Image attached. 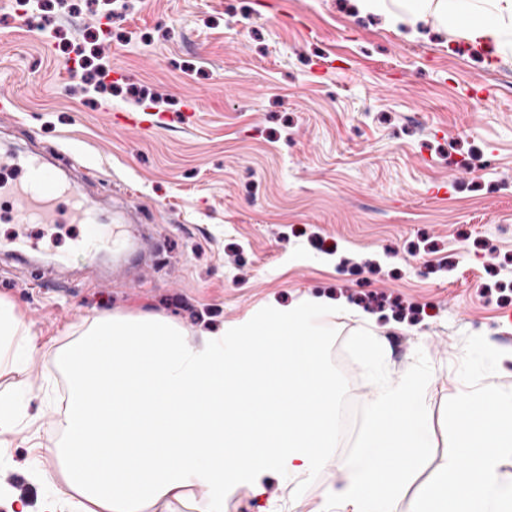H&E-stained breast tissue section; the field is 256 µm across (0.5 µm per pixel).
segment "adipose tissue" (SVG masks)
<instances>
[{"instance_id": "1", "label": "adipose tissue", "mask_w": 512, "mask_h": 512, "mask_svg": "<svg viewBox=\"0 0 512 512\" xmlns=\"http://www.w3.org/2000/svg\"><path fill=\"white\" fill-rule=\"evenodd\" d=\"M395 24L437 9L473 42L501 45L512 0H356ZM339 305L308 296L233 324L225 353L216 334L192 344L153 314L84 318L55 350L69 399L54 448L57 501L71 512H154L192 497L191 477L220 485L253 476L258 512H286L264 478L312 475L336 445V376L322 348ZM38 350L14 303L0 298V376L22 372ZM48 502L45 512H55Z\"/></svg>"}]
</instances>
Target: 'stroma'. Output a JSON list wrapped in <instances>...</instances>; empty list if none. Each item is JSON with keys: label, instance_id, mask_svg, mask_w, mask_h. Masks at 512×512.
<instances>
[{"label": "stroma", "instance_id": "1", "mask_svg": "<svg viewBox=\"0 0 512 512\" xmlns=\"http://www.w3.org/2000/svg\"><path fill=\"white\" fill-rule=\"evenodd\" d=\"M14 2L0 0V143L57 149L109 218L128 202L137 221L127 253L66 266L56 255L75 230L27 225L39 255L0 251V296L59 345L115 312L168 317L192 340L307 295L376 315L392 380L419 349L433 368L432 455L397 505L411 512L447 460L465 335L502 351L489 382L512 389V49L433 12L392 25L354 0H130L109 22L54 6L48 29L13 22ZM75 50L86 70L67 66ZM126 112L149 113L151 129ZM335 322L333 360L350 402L367 404L373 384L342 355L359 323ZM18 379L26 415L0 484L41 512L68 382L45 350ZM348 447L290 512L342 484Z\"/></svg>", "mask_w": 512, "mask_h": 512}]
</instances>
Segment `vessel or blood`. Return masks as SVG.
I'll return each instance as SVG.
<instances>
[{"instance_id": "1", "label": "vessel or blood", "mask_w": 512, "mask_h": 512, "mask_svg": "<svg viewBox=\"0 0 512 512\" xmlns=\"http://www.w3.org/2000/svg\"><path fill=\"white\" fill-rule=\"evenodd\" d=\"M0 221L9 224H80L86 229L76 243L77 255L97 253L112 245L104 235L93 196L62 177L46 154L33 149L0 151Z\"/></svg>"}]
</instances>
